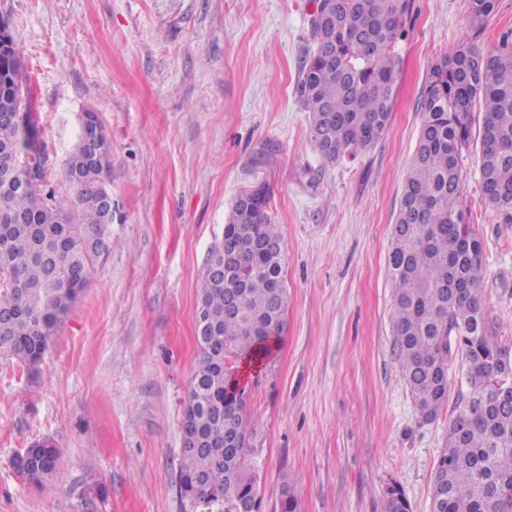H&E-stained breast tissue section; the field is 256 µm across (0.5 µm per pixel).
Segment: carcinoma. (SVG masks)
<instances>
[{"mask_svg": "<svg viewBox=\"0 0 512 512\" xmlns=\"http://www.w3.org/2000/svg\"><path fill=\"white\" fill-rule=\"evenodd\" d=\"M315 44L302 63L296 94L310 112L320 156L353 159L388 132L414 0H313ZM473 36L430 69L422 121L388 252L393 285L392 335L403 378L418 411L437 417L448 399V362L461 355L471 397L448 428L438 461L432 512H512V354L498 343L480 288L483 247L464 221L463 153L479 143L485 203L512 221V31L496 50L477 41L495 0H470ZM14 40L0 45V111L28 103ZM482 113L473 135L475 111ZM31 157L28 168L13 157ZM112 147L98 114L67 155L56 196L39 145L34 113L0 122V356L37 366L92 269L112 253L109 208ZM20 216L32 222L18 224ZM283 240L269 191L255 186L234 200L224 240L211 249L195 312L197 367L183 401L203 439L182 449L180 494L191 512L260 508L256 429L246 414L237 368L271 353L288 306ZM51 464L20 472L31 484L52 478L60 449L37 441ZM385 512H410L397 484Z\"/></svg>", "mask_w": 512, "mask_h": 512, "instance_id": "carcinoma-1", "label": "carcinoma"}]
</instances>
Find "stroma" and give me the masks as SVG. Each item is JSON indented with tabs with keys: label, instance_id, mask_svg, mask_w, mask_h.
Returning <instances> with one entry per match:
<instances>
[{
	"label": "stroma",
	"instance_id": "1",
	"mask_svg": "<svg viewBox=\"0 0 512 512\" xmlns=\"http://www.w3.org/2000/svg\"><path fill=\"white\" fill-rule=\"evenodd\" d=\"M312 0H0L50 181L79 116L112 145V253L43 361L0 357V512H183L181 413L197 363V283L235 197L270 191L288 307L279 345L243 378L257 428L260 512L291 486L302 512H383L400 485L431 512L448 426L471 389L423 420L391 333L387 256L431 66L470 34V0H414L386 135L330 163L295 95ZM466 222L483 243V301L512 350V223L489 208L479 147L462 162ZM49 438L54 476L25 483L16 454Z\"/></svg>",
	"mask_w": 512,
	"mask_h": 512
}]
</instances>
